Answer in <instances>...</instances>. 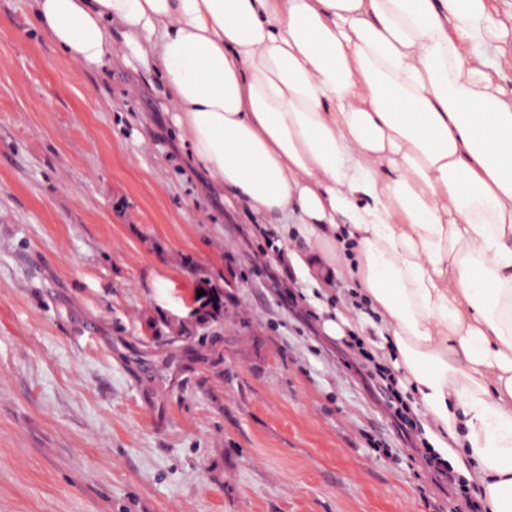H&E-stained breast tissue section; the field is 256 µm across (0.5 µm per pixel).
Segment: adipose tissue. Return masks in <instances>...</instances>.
I'll list each match as a JSON object with an SVG mask.
<instances>
[{
	"label": "adipose tissue",
	"mask_w": 512,
	"mask_h": 512,
	"mask_svg": "<svg viewBox=\"0 0 512 512\" xmlns=\"http://www.w3.org/2000/svg\"><path fill=\"white\" fill-rule=\"evenodd\" d=\"M93 69L120 25L194 161L350 272L428 439L512 512V11L491 0H34Z\"/></svg>",
	"instance_id": "adipose-tissue-1"
}]
</instances>
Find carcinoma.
I'll return each instance as SVG.
<instances>
[{
	"label": "carcinoma",
	"instance_id": "1",
	"mask_svg": "<svg viewBox=\"0 0 512 512\" xmlns=\"http://www.w3.org/2000/svg\"><path fill=\"white\" fill-rule=\"evenodd\" d=\"M204 297H193V307L188 319L174 325L168 324V332L156 328L154 333L142 340V345L155 349L158 356L156 376L167 378L168 373L187 370L183 364L186 357L219 365L224 361L217 344L224 335V307L206 309Z\"/></svg>",
	"mask_w": 512,
	"mask_h": 512
}]
</instances>
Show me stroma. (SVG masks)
Listing matches in <instances>:
<instances>
[{"instance_id": "1", "label": "stroma", "mask_w": 512, "mask_h": 512, "mask_svg": "<svg viewBox=\"0 0 512 512\" xmlns=\"http://www.w3.org/2000/svg\"><path fill=\"white\" fill-rule=\"evenodd\" d=\"M120 33L69 59L0 0V512H448L321 324L348 274L189 161ZM224 290L222 371L150 380L141 341Z\"/></svg>"}]
</instances>
